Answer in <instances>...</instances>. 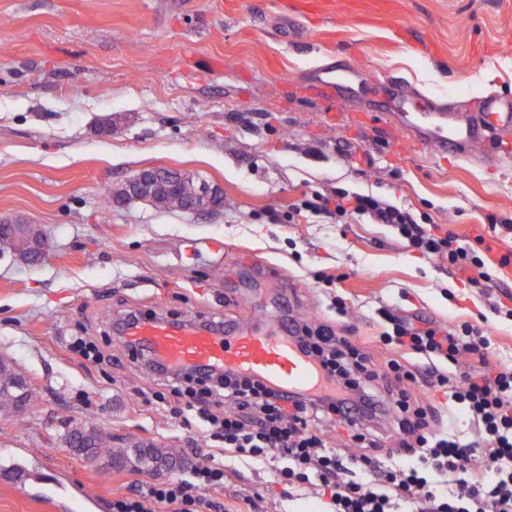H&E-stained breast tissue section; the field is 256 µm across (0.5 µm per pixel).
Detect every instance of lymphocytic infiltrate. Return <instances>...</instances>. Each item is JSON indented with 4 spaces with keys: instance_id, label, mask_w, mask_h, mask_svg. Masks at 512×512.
<instances>
[{
    "instance_id": "lymphocytic-infiltrate-1",
    "label": "lymphocytic infiltrate",
    "mask_w": 512,
    "mask_h": 512,
    "mask_svg": "<svg viewBox=\"0 0 512 512\" xmlns=\"http://www.w3.org/2000/svg\"><path fill=\"white\" fill-rule=\"evenodd\" d=\"M303 208L337 220L367 218L391 226L406 247L447 260L481 288L512 264L493 262L484 236L468 241L374 194L339 188L304 200ZM383 369L327 324L302 327L291 339L326 380L313 393L286 394L234 371L213 381L210 405L197 417L212 438L240 459L271 462L279 483L321 493L326 512H512V366L490 364V337L471 323L450 326L414 314L377 310ZM425 376L432 392L464 411L477 429L467 441L431 428L428 411L408 386ZM337 415L355 427L384 417L400 433V454L378 458L330 446L315 429L319 417ZM221 463L208 460L187 477L160 481L112 503V512H196L197 491L224 484Z\"/></svg>"
}]
</instances>
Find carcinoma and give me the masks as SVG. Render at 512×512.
Masks as SVG:
<instances>
[{"mask_svg": "<svg viewBox=\"0 0 512 512\" xmlns=\"http://www.w3.org/2000/svg\"><path fill=\"white\" fill-rule=\"evenodd\" d=\"M34 404L33 393L25 379L13 366L0 359V408L16 409ZM71 437L70 450L78 456L94 458L108 455L113 463L145 470L154 464L170 469L181 466L183 455L175 448H164L156 442H135L125 448H110L111 437L100 433L90 423L68 428Z\"/></svg>", "mask_w": 512, "mask_h": 512, "instance_id": "cac0c4a2", "label": "carcinoma"}]
</instances>
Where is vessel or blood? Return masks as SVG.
Wrapping results in <instances>:
<instances>
[{"label":"vessel or blood","mask_w":512,"mask_h":512,"mask_svg":"<svg viewBox=\"0 0 512 512\" xmlns=\"http://www.w3.org/2000/svg\"><path fill=\"white\" fill-rule=\"evenodd\" d=\"M311 92L339 99L348 98L351 85L345 75L321 77ZM386 117L389 123L410 135L418 144L439 153H455L473 165L489 169L512 160V101L488 98L470 112L438 105L432 99L393 86ZM506 140L492 153L481 152L489 132ZM123 342L149 352L155 363L170 369L234 370L262 378L283 392L313 391L321 372L302 357L278 327H257L237 336L222 335L219 328L191 321L138 318L125 327Z\"/></svg>","instance_id":"obj_1"}]
</instances>
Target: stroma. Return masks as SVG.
I'll return each instance as SVG.
<instances>
[{
    "instance_id": "stroma-1",
    "label": "stroma",
    "mask_w": 512,
    "mask_h": 512,
    "mask_svg": "<svg viewBox=\"0 0 512 512\" xmlns=\"http://www.w3.org/2000/svg\"><path fill=\"white\" fill-rule=\"evenodd\" d=\"M0 0V221L39 225L35 267L0 246V358L36 403L0 412V512H51L62 486L81 512H112L148 488L66 447L89 421L123 442L155 440L204 463L220 446L171 396L165 375L113 336L129 313L248 328L259 319L349 326L375 364L377 308L471 323L512 362V319L493 309L512 278L473 288L447 261L409 250L391 227L300 210L342 187L386 197L462 237L512 219V165L488 171L415 144L386 123L375 80L438 101L512 99V0ZM353 61L355 96L307 86ZM220 187L210 214L144 201L102 214L108 190L142 168ZM336 276L327 284L326 276ZM223 487L201 492L254 512H320L269 463L224 456Z\"/></svg>"
}]
</instances>
